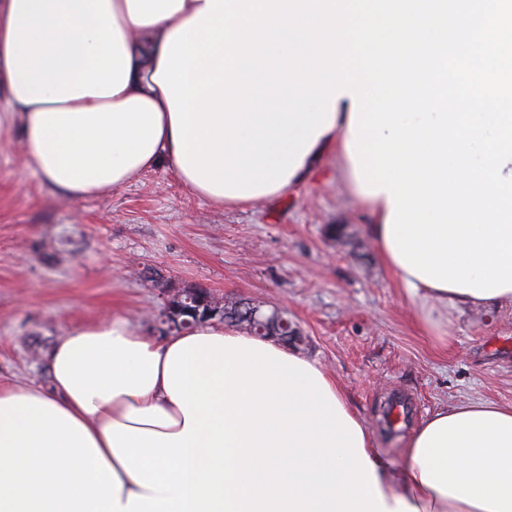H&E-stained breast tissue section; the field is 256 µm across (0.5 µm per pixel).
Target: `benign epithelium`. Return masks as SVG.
Returning <instances> with one entry per match:
<instances>
[{"label":"benign epithelium","mask_w":512,"mask_h":512,"mask_svg":"<svg viewBox=\"0 0 512 512\" xmlns=\"http://www.w3.org/2000/svg\"><path fill=\"white\" fill-rule=\"evenodd\" d=\"M202 313L211 320L244 326L258 337L276 336L286 344L296 343L299 336L288 316L278 310L266 314L259 307L242 300L224 305L206 294L202 288L184 289L165 302L160 329L164 334L179 332L193 326L195 321L191 317H198Z\"/></svg>","instance_id":"obj_1"}]
</instances>
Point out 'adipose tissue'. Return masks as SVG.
Wrapping results in <instances>:
<instances>
[{"mask_svg": "<svg viewBox=\"0 0 512 512\" xmlns=\"http://www.w3.org/2000/svg\"><path fill=\"white\" fill-rule=\"evenodd\" d=\"M207 0H0V90L26 168L80 200L166 164L224 207L175 155L153 77L168 36ZM353 101L272 197L335 152L367 232L412 297L512 307L437 288L387 242L392 205L361 189L347 149ZM50 389L0 386V512H512V403L466 398L428 412L401 458L378 448L341 384L276 342L207 321L160 340L120 315L71 326L46 357Z\"/></svg>", "mask_w": 512, "mask_h": 512, "instance_id": "ef3b65f1", "label": "adipose tissue"}]
</instances>
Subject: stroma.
<instances>
[{"mask_svg": "<svg viewBox=\"0 0 512 512\" xmlns=\"http://www.w3.org/2000/svg\"><path fill=\"white\" fill-rule=\"evenodd\" d=\"M336 166L327 158L287 195L234 208L190 195L162 166L75 201L22 167L16 126L0 124V385L49 387L58 336L115 311L156 335L163 289L198 287L287 311L296 353L340 382L392 454L439 405L512 402V308L412 302Z\"/></svg>", "mask_w": 512, "mask_h": 512, "instance_id": "35a3bbf8", "label": "stroma"}]
</instances>
